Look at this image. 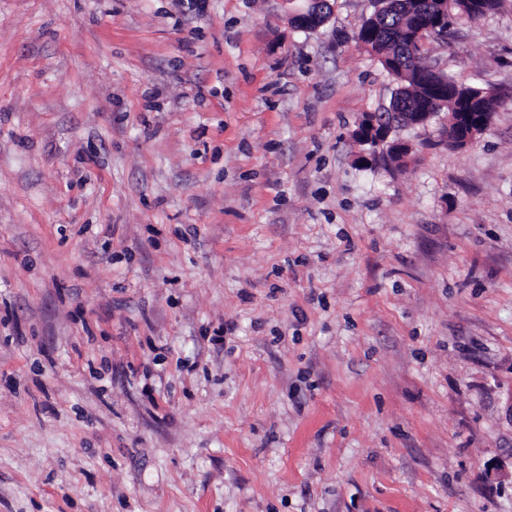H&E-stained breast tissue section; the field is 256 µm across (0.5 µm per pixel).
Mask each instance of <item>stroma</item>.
<instances>
[{
  "label": "stroma",
  "instance_id": "1",
  "mask_svg": "<svg viewBox=\"0 0 512 512\" xmlns=\"http://www.w3.org/2000/svg\"><path fill=\"white\" fill-rule=\"evenodd\" d=\"M0 0V512H512V0L352 133L371 0ZM396 124L395 121H392L390 124H379L377 122V115L376 114H368V119L364 123V130H365V144L372 145L371 147L373 149L375 148H382V152H386L385 146H388L387 150L389 148H395L400 150H406L409 152L410 148L409 145L402 141H396L391 142L390 141V135L392 132V129L394 125Z\"/></svg>",
  "mask_w": 512,
  "mask_h": 512
}]
</instances>
